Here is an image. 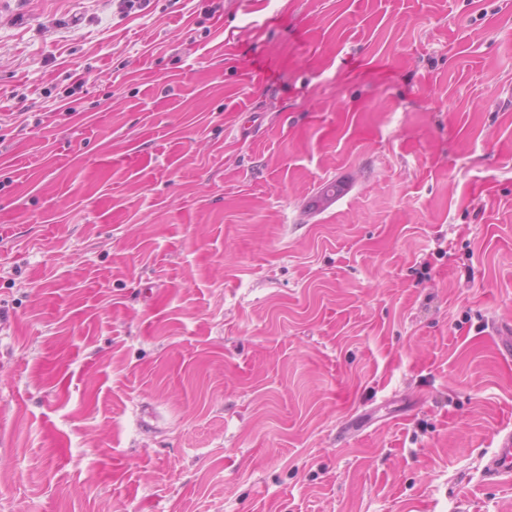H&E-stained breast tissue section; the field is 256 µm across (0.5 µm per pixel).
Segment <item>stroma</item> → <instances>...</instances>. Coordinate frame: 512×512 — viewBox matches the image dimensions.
I'll return each instance as SVG.
<instances>
[{
    "instance_id": "stroma-1",
    "label": "stroma",
    "mask_w": 512,
    "mask_h": 512,
    "mask_svg": "<svg viewBox=\"0 0 512 512\" xmlns=\"http://www.w3.org/2000/svg\"><path fill=\"white\" fill-rule=\"evenodd\" d=\"M509 324L512 0H0V512H512ZM484 470L491 479H512V431L500 436L499 448L488 458Z\"/></svg>"
}]
</instances>
